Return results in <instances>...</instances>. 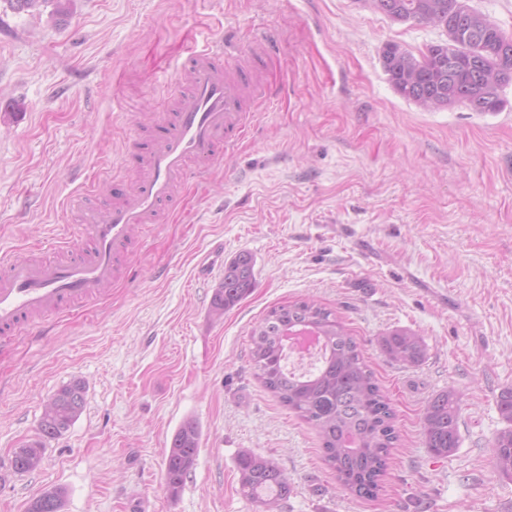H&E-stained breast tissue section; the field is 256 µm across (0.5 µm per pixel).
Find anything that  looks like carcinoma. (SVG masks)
<instances>
[{
    "label": "carcinoma",
    "instance_id": "cac0c4a2",
    "mask_svg": "<svg viewBox=\"0 0 512 512\" xmlns=\"http://www.w3.org/2000/svg\"><path fill=\"white\" fill-rule=\"evenodd\" d=\"M374 7L396 22L432 25L446 39L415 55L397 43L384 46L382 66L397 94L418 105H462L478 113L502 107L500 90L512 83V36L463 0H374ZM254 286L253 260L241 253L224 265V281L215 290L217 315L233 308ZM250 359L257 378L279 402L312 424L321 438L325 461L346 492L374 498L398 440L395 413L376 383L355 338L331 309L309 300L271 309L252 330ZM384 353L406 363L426 354L423 339L399 330L382 340ZM85 389L79 382L57 391L39 425V440L19 449L14 470L37 469L46 441L65 432L80 415ZM498 409L509 427L493 445V467L512 480V388L504 389ZM460 398L452 390L428 402L421 428L426 448L446 457L459 447ZM201 443L199 424L188 419L175 430L165 458V487L180 493L195 465ZM240 493L262 508L278 512L293 492L288 476L274 459L250 451L236 459ZM62 492L44 490L26 512H61Z\"/></svg>",
    "mask_w": 512,
    "mask_h": 512
}]
</instances>
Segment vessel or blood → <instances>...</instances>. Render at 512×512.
<instances>
[{
	"mask_svg": "<svg viewBox=\"0 0 512 512\" xmlns=\"http://www.w3.org/2000/svg\"><path fill=\"white\" fill-rule=\"evenodd\" d=\"M227 48L221 41L190 55L187 88L173 94L170 126L146 156L138 185L129 189L113 178L112 204L81 208L89 254L0 262V340H11L27 319L45 320L64 303L106 294L119 275V258L131 251L139 229L176 204L191 166L208 165L249 135L252 110L270 90L263 62L273 45L255 40L236 61Z\"/></svg>",
	"mask_w": 512,
	"mask_h": 512,
	"instance_id": "obj_1",
	"label": "vessel or blood"
}]
</instances>
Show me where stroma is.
<instances>
[{"label": "stroma", "mask_w": 512, "mask_h": 512, "mask_svg": "<svg viewBox=\"0 0 512 512\" xmlns=\"http://www.w3.org/2000/svg\"><path fill=\"white\" fill-rule=\"evenodd\" d=\"M0 0V256L45 241L79 245L72 196L112 201L130 149L162 133L188 54L259 37L273 101L249 141L191 176L178 208L144 233L133 279L52 317L41 335L0 342V512L46 489L62 512H259L239 491L251 451L287 473L281 512H512V480L492 465L512 387V84L503 106L427 110L398 95L385 44L410 50L441 30L398 23L367 0ZM254 261L252 292L212 312L224 265ZM336 311L397 415L377 497L343 492L316 429L266 391L250 331L274 306ZM421 336L422 362L388 358L383 336ZM73 381L81 414L14 472L47 404ZM461 396V444L437 458L421 417ZM198 422L196 465L178 497L164 485L179 425Z\"/></svg>", "instance_id": "stroma-1"}]
</instances>
